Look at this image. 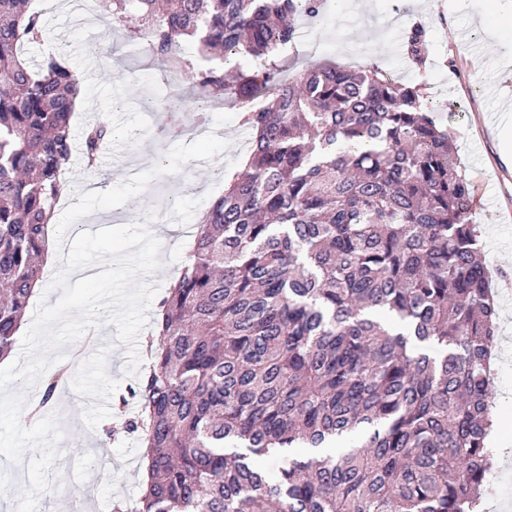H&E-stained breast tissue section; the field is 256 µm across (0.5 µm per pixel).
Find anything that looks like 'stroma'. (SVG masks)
Masks as SVG:
<instances>
[{
  "label": "stroma",
  "instance_id": "35a3bbf8",
  "mask_svg": "<svg viewBox=\"0 0 512 512\" xmlns=\"http://www.w3.org/2000/svg\"><path fill=\"white\" fill-rule=\"evenodd\" d=\"M41 13L44 37L25 47L24 57L38 66L48 56L61 58L82 74L87 111L75 113L72 131L105 121L115 136L94 170L73 162L65 174L76 185L103 179L106 187L150 169L171 146L188 143L196 101L189 97L190 77L180 78L172 101L145 80L152 61L134 53L124 34L104 27L95 10L74 21L71 0H31ZM321 45L319 59L355 67L373 62L401 81L422 85L437 125L450 134L469 183L474 219L491 285L500 295L496 375V412L500 430L512 443V163L500 152L499 117L512 111V0H344L324 20L301 19ZM423 29L425 59H409L410 26ZM94 77H85L87 66ZM211 129L226 147L223 166L192 160L176 175L155 178L124 206L80 219L79 230L133 223L146 217L162 243L164 266L152 281L158 293L177 277L194 242L196 225L224 188L225 175L240 169L247 133L229 105L208 103ZM178 123H171V110ZM107 325L83 355L67 359L68 399L52 407L63 431L62 456L54 464L56 497L40 496L36 512H113L117 500L137 499L143 450L115 414L114 401L135 386L126 372L125 345ZM111 422L112 436L101 445L100 426Z\"/></svg>",
  "mask_w": 512,
  "mask_h": 512
}]
</instances>
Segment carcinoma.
I'll use <instances>...</instances> for the list:
<instances>
[{
    "label": "carcinoma",
    "mask_w": 512,
    "mask_h": 512,
    "mask_svg": "<svg viewBox=\"0 0 512 512\" xmlns=\"http://www.w3.org/2000/svg\"><path fill=\"white\" fill-rule=\"evenodd\" d=\"M325 2L102 0L249 133L158 303L150 368L115 402L137 399L125 428L149 459L132 512H482L499 312L469 185L421 86L371 62L285 73L298 17ZM42 35L25 0H0V356L42 278L63 165L112 141L100 121L76 148L80 76L19 53ZM67 376H47L38 411ZM346 435L344 454L302 452Z\"/></svg>",
    "instance_id": "1"
}]
</instances>
